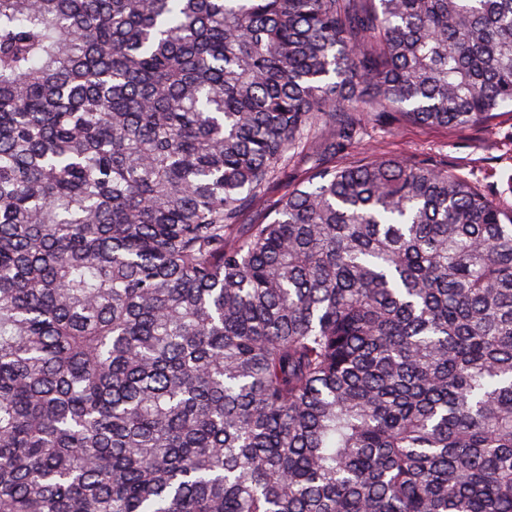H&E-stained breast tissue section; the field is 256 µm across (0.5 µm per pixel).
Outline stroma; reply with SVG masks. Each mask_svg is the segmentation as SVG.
Here are the masks:
<instances>
[{
  "instance_id": "1",
  "label": "stroma",
  "mask_w": 512,
  "mask_h": 512,
  "mask_svg": "<svg viewBox=\"0 0 512 512\" xmlns=\"http://www.w3.org/2000/svg\"><path fill=\"white\" fill-rule=\"evenodd\" d=\"M379 155L414 156L460 175L489 200L512 212V107L499 109L489 123L464 128H441L401 122L393 126L365 123L346 149L336 153V164ZM320 137L305 140L288 161L285 173L272 184L253 220L266 215L280 196L303 182L314 165L325 159Z\"/></svg>"
}]
</instances>
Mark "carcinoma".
<instances>
[{
	"label": "carcinoma",
	"mask_w": 512,
	"mask_h": 512,
	"mask_svg": "<svg viewBox=\"0 0 512 512\" xmlns=\"http://www.w3.org/2000/svg\"><path fill=\"white\" fill-rule=\"evenodd\" d=\"M512 105V0H0V512H512V214L290 153Z\"/></svg>",
	"instance_id": "carcinoma-1"
}]
</instances>
